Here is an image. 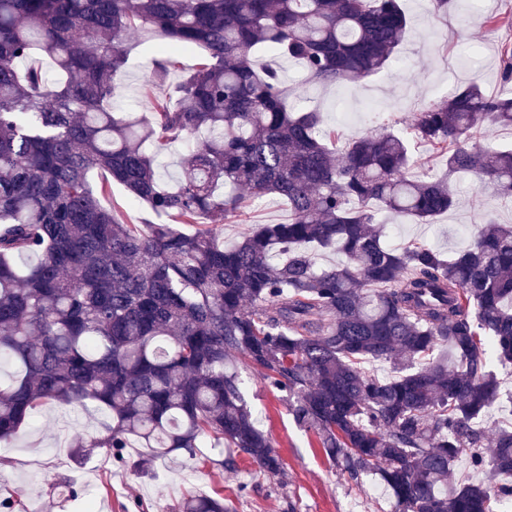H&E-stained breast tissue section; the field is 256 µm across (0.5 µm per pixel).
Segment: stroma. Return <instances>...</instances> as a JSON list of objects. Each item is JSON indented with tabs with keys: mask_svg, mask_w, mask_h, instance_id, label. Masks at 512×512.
<instances>
[{
	"mask_svg": "<svg viewBox=\"0 0 512 512\" xmlns=\"http://www.w3.org/2000/svg\"><path fill=\"white\" fill-rule=\"evenodd\" d=\"M400 5L411 21L409 34L397 49L408 59L407 69L341 85L310 86L304 92L320 109L326 127L335 129L337 146L383 125L408 132L424 103L465 87L474 77L487 94L512 91V84L501 78L499 54L502 43H512V0H485V14L501 20L492 30L472 17L470 0H452L447 13L438 15L429 0H400ZM153 70L152 51L144 45L135 47L117 82V109L139 116L149 112L146 88ZM455 182L457 205L430 223L381 215L386 243L394 248L424 243L450 255L465 245L470 228L483 216L512 225V203L492 190L478 189L472 176H456ZM287 220L286 202L266 197L224 221V243L234 245L256 225ZM239 374L259 428L271 435L285 463L280 475H257L243 456L235 469L217 467L228 450L210 438L201 444V457L177 452L156 461L152 474L145 475L131 466L148 454L138 442L127 448L124 464L105 449L87 447V440L98 435L106 420V411L50 402L11 447H0V498L18 496L17 512H178L185 496L220 489L236 512H391V500L375 476L351 479L328 460L313 433L295 424L284 393L270 388L247 365H240ZM62 476L75 480L77 497L54 491Z\"/></svg>",
	"mask_w": 512,
	"mask_h": 512,
	"instance_id": "obj_1",
	"label": "stroma"
}]
</instances>
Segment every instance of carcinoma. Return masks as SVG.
<instances>
[{
	"label": "carcinoma",
	"mask_w": 512,
	"mask_h": 512,
	"mask_svg": "<svg viewBox=\"0 0 512 512\" xmlns=\"http://www.w3.org/2000/svg\"><path fill=\"white\" fill-rule=\"evenodd\" d=\"M407 19L399 0H0V445L45 403L109 414L90 448L123 461L134 438L193 458L211 437L259 473L283 470L239 378L243 358L286 393L350 478L377 474L394 512H501L512 503V414L494 364L512 366V226L476 225L452 256L382 239V211L427 223L456 204L452 179L512 197V149L475 141L512 127V96L472 82L415 113L412 137L444 157L412 174L410 138L375 129L339 150L316 108H292L273 53L308 86L388 68ZM153 44V80L201 53L173 103L148 116L112 106L126 36ZM49 58L62 79L32 64ZM185 145L181 175L158 151ZM108 178L93 185L89 173ZM124 187L155 220L127 224L101 198ZM288 202L226 247L222 224L252 202ZM180 224H195L186 233ZM336 249L340 265L314 255ZM388 363L379 379L364 367ZM180 512H234L223 493Z\"/></svg>",
	"instance_id": "1"
}]
</instances>
